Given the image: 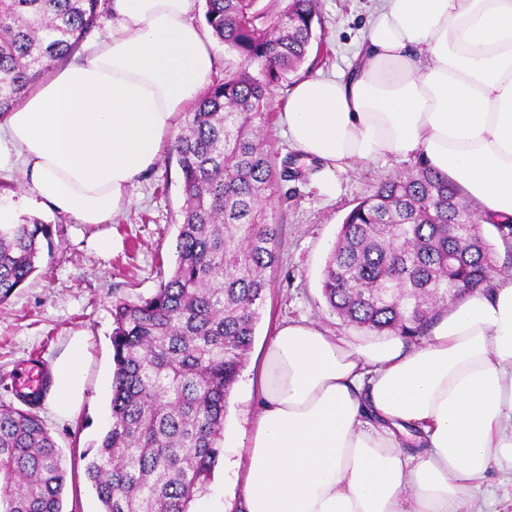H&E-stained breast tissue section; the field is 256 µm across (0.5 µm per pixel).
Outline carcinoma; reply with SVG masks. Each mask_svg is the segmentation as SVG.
<instances>
[{
  "label": "carcinoma",
  "instance_id": "cac0c4a2",
  "mask_svg": "<svg viewBox=\"0 0 512 512\" xmlns=\"http://www.w3.org/2000/svg\"><path fill=\"white\" fill-rule=\"evenodd\" d=\"M102 0H0V114L68 60ZM204 18L236 64L202 92L174 139L184 202L176 260L156 292L112 305L111 424L85 473L102 512H192L222 452L226 399L251 349L279 262L270 208L289 161L267 148L274 87L306 61L318 0H205ZM512 238V218L484 219L425 166L387 178L341 225L322 291L344 321L423 336L448 306L497 271L472 225ZM53 226L0 224V302L35 272ZM0 403V512H63L66 472L36 408Z\"/></svg>",
  "mask_w": 512,
  "mask_h": 512
}]
</instances>
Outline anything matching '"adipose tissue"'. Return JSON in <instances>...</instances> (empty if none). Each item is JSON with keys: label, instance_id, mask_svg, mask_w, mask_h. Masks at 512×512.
<instances>
[{"label": "adipose tissue", "instance_id": "1", "mask_svg": "<svg viewBox=\"0 0 512 512\" xmlns=\"http://www.w3.org/2000/svg\"><path fill=\"white\" fill-rule=\"evenodd\" d=\"M112 27L0 114V170L36 203L108 224L217 72L194 0H110ZM321 187L358 163L416 161L483 215L512 217V0H379L349 73L298 82L282 116ZM86 344L52 367L83 398ZM245 512H491L512 484V277L466 295L416 343L280 324L252 381Z\"/></svg>", "mask_w": 512, "mask_h": 512}]
</instances>
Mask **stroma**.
Instances as JSON below:
<instances>
[{
    "label": "stroma",
    "instance_id": "obj_1",
    "mask_svg": "<svg viewBox=\"0 0 512 512\" xmlns=\"http://www.w3.org/2000/svg\"><path fill=\"white\" fill-rule=\"evenodd\" d=\"M375 5L376 0H319L321 23L315 28L319 51L309 55L306 70L290 74L273 90L275 117L268 127V144L277 158L294 153L277 119L289 92L306 75L347 71ZM297 164L301 177L283 182L272 200L282 225L280 262L267 272L269 288L253 345L228 398L222 441L226 448L242 443L254 419L251 382L279 323L306 320L334 335L367 336V329L346 324L329 307L322 293L323 272L348 211L381 180L415 167L411 161L364 163L340 175L335 191L323 192L314 184L320 162L302 157ZM22 188V173H0V201L14 204L17 218L51 224L53 248L42 256L35 277L0 304V402L16 403L12 379L29 358H39L42 370H49L72 337H85L86 385L80 408L61 416L46 399L39 415L64 460V512H101L84 471L83 454L98 448L111 422L112 305L149 297L161 273L172 270L184 201L182 176L175 160L161 159L134 184L129 209L109 224H77L47 212L23 196ZM104 236L118 241V248L100 251L97 242ZM242 479L241 469L217 463L202 498L210 512H241Z\"/></svg>",
    "mask_w": 512,
    "mask_h": 512
}]
</instances>
